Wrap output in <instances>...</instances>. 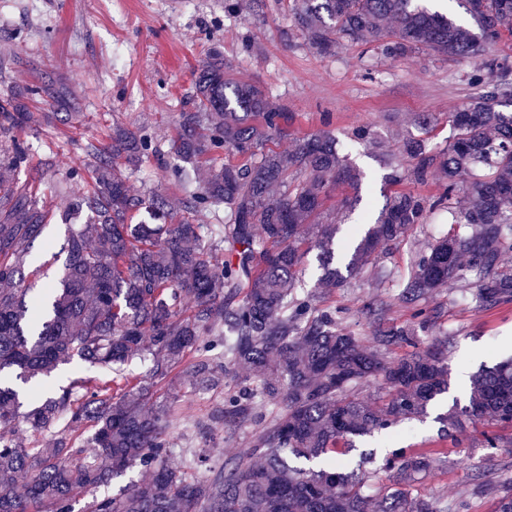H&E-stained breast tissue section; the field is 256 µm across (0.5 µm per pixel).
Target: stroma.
I'll list each match as a JSON object with an SVG mask.
<instances>
[{"instance_id":"35a3bbf8","label":"stroma","mask_w":512,"mask_h":512,"mask_svg":"<svg viewBox=\"0 0 512 512\" xmlns=\"http://www.w3.org/2000/svg\"><path fill=\"white\" fill-rule=\"evenodd\" d=\"M225 0H0V76L7 85L29 90L31 111L48 114V122L0 136V151L21 143L27 156L16 172L22 184L38 186V203L48 226L30 247V268L49 265L57 277L61 264L51 256L67 243V227L85 223L74 198L93 189L92 156L87 143L106 144L113 125L149 136L161 147L159 157L127 165L134 193L165 191L174 211H182L196 189L193 177L171 181L185 169L170 148L182 113L195 109V76L212 48L238 80L259 86L292 116L288 137L274 148L291 150L295 139L325 131L340 154L362 171L357 188L331 191L326 207L338 224L337 242L359 238L374 224L395 190L390 182L403 140L423 141L429 149L448 145L455 136L446 116L470 92L473 64L414 52L383 57L375 45L346 44L335 53H314L292 26L293 0H242V9L225 8ZM368 127L374 145L354 137ZM79 168L82 176L66 191L55 190L46 162ZM449 228L447 214L427 215L405 239L380 254L355 277L333 288H316V260H308L301 288L314 292L319 307L337 312L340 324L370 339L377 325L400 326L410 312L399 293L415 261ZM382 302L383 318L368 314L369 301ZM424 304L434 322L418 335L421 343L448 339L447 393L439 396L423 419L399 422L388 435L356 439L348 455L357 467L360 453L374 451L378 470L369 492L381 495L391 480L380 468L397 448H439L443 454L427 474L413 483L415 497H433L460 512H493L497 488L512 478V456L487 447L481 429H469L462 445L441 435L437 414L466 406L470 377L480 367L512 357V304L480 307L476 283L467 279L437 289ZM152 400L166 403L178 425L171 431V465H179L184 448L205 449L213 465L246 454L251 434L198 433V425L224 404V388L193 386L175 371L150 389Z\"/></svg>"}]
</instances>
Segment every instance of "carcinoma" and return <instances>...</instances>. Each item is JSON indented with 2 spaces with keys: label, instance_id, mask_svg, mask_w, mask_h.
Listing matches in <instances>:
<instances>
[{
  "label": "carcinoma",
  "instance_id": "carcinoma-1",
  "mask_svg": "<svg viewBox=\"0 0 512 512\" xmlns=\"http://www.w3.org/2000/svg\"><path fill=\"white\" fill-rule=\"evenodd\" d=\"M476 34L413 0H296L294 27L318 54L341 40L374 44L387 58L416 51L476 65L467 95L448 113L456 136L429 151L420 140L400 147L404 172L424 183L437 174L438 195L405 190L390 196L378 222L333 265L336 225L315 221L332 187H355L359 171L336 151L327 132L287 153L268 147L288 135L291 116L260 87L234 79L214 53L195 80V111L182 113L171 149L194 159L198 187L190 211L224 212L221 224H195L170 212L160 192L134 194L118 161L157 154L146 135L112 129V144L89 143L93 194L73 203L88 211L69 230L64 271L55 288L26 283L29 248L46 215L33 191L15 181L26 158L20 143L0 158V512H74L84 489L105 486L138 466L146 477L120 497L93 500L89 512H443L408 487L430 469L434 448H397L383 468L392 487L371 499L361 492L372 472H345L337 457L351 439L386 431L424 415L448 392V337L420 346L417 330L432 321L420 305L437 288L477 279L487 309L512 304V66L485 62V46L512 37V0H465ZM500 74L483 84L481 67ZM21 90L0 98V134L40 125ZM239 158L224 162V153ZM306 179L280 197L272 186L288 170ZM448 212V233L421 256L401 292L411 321L378 330L373 345L338 329L336 314L298 291L305 258L316 253L320 284L359 273L370 258L399 244L431 210ZM145 212L152 223L131 224ZM409 351L389 356L397 348ZM92 375L55 397L34 396L23 412L16 381L25 384L73 358ZM148 362V379L176 369L202 387L224 371V408L212 420L227 432L252 429L251 454L213 468L196 449L181 468L168 464L167 406H146V381L123 366ZM383 381L388 396L372 405L357 396ZM448 436L486 421L512 426V360L471 380L469 404L445 417ZM24 424L44 446L17 437Z\"/></svg>",
  "mask_w": 512,
  "mask_h": 512
}]
</instances>
